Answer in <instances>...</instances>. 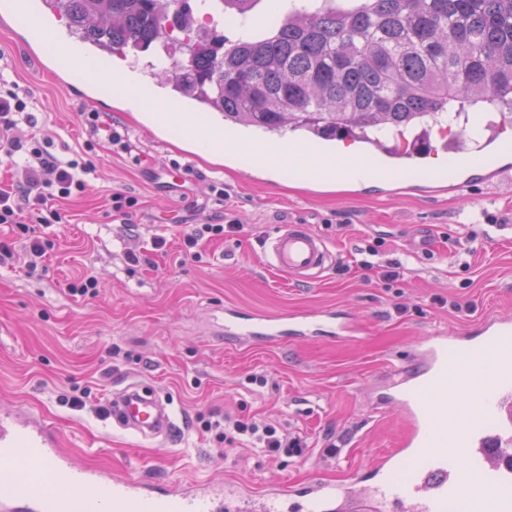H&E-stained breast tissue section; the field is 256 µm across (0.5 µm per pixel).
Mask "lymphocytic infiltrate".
Returning a JSON list of instances; mask_svg holds the SVG:
<instances>
[{
	"instance_id": "obj_1",
	"label": "lymphocytic infiltrate",
	"mask_w": 512,
	"mask_h": 512,
	"mask_svg": "<svg viewBox=\"0 0 512 512\" xmlns=\"http://www.w3.org/2000/svg\"><path fill=\"white\" fill-rule=\"evenodd\" d=\"M29 103L28 93L16 81L0 78V163L14 168L17 175L10 187L0 188V224L12 226L26 240L19 257L10 240L0 239V263L19 257L34 269L52 247L43 229L61 221L54 202L83 193L94 166L77 154L53 153V132L37 125ZM216 432L217 441L228 446L247 442L262 456H298L308 449L302 436L282 433L273 423L249 417L226 420Z\"/></svg>"
}]
</instances>
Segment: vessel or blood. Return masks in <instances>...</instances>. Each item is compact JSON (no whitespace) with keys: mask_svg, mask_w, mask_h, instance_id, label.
Returning <instances> with one entry per match:
<instances>
[{"mask_svg":"<svg viewBox=\"0 0 512 512\" xmlns=\"http://www.w3.org/2000/svg\"><path fill=\"white\" fill-rule=\"evenodd\" d=\"M15 15L48 41H72L54 0H13ZM335 155L308 159L312 175L328 178L354 165ZM265 266L297 280H315L335 262L323 238L307 225L281 223L266 238ZM324 310L270 323L261 315L224 312V331L235 336L314 333L332 322ZM417 368L394 370L388 379L406 418L398 448L372 465L360 489L335 490L310 483L305 492L281 484L262 494L230 484L179 487L164 495L145 483L109 471L72 467L54 430L23 413L0 410V512H447L464 502L467 512H512V317L481 320L475 333L431 336ZM109 416L143 439L169 438L176 423L166 404L138 385L115 394Z\"/></svg>","mask_w":512,"mask_h":512,"instance_id":"1","label":"vessel or blood"}]
</instances>
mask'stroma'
<instances>
[{"label":"stroma","instance_id":"35a3bbf8","mask_svg":"<svg viewBox=\"0 0 512 512\" xmlns=\"http://www.w3.org/2000/svg\"><path fill=\"white\" fill-rule=\"evenodd\" d=\"M0 70L31 95L39 124L56 134L54 152L83 154L95 167L85 192L60 205L44 268L0 265V408L50 425L78 468L160 487L354 485L406 429L399 405L379 399L388 375L410 364L426 337L512 316V186L490 177L512 168L502 151L512 143L508 120L483 148L484 166L441 152L436 133L407 180L338 183L270 170L229 144L201 156L178 129L156 127L114 92L87 102L56 80L45 51L14 23L0 25ZM91 111L107 112L130 151L104 139L86 148L81 115ZM184 163L189 177L172 178L170 167ZM115 192L137 199L129 216L111 215ZM228 215L240 232L185 256L186 232ZM284 220L308 225L335 253L320 279L290 281L262 263L264 240ZM159 237L166 245L157 251ZM132 249L147 263H129ZM394 262L400 274L386 278ZM86 271L98 280L96 296H72L68 284ZM228 307L267 317L333 309L358 333L232 338ZM132 382L171 402V439L143 440L107 418L110 397ZM74 394L84 397L81 409L65 402ZM227 416L276 422L304 436L308 452L265 459L244 445L224 448L202 423ZM331 443L337 456L325 453Z\"/></svg>","mask_w":512,"mask_h":512}]
</instances>
